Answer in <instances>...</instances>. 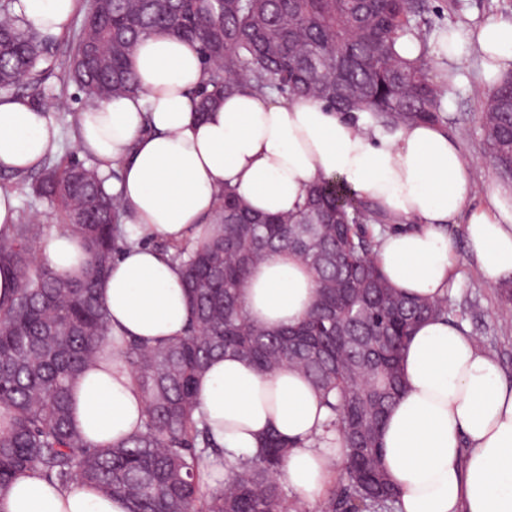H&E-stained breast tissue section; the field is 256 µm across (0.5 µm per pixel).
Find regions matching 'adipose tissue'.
Segmentation results:
<instances>
[{
  "label": "adipose tissue",
  "mask_w": 512,
  "mask_h": 512,
  "mask_svg": "<svg viewBox=\"0 0 512 512\" xmlns=\"http://www.w3.org/2000/svg\"><path fill=\"white\" fill-rule=\"evenodd\" d=\"M76 2L20 0L15 11L38 31L58 35ZM474 38L487 82L512 70L511 20L489 18ZM131 65L138 93L77 119L80 151L95 160L134 231L101 288L113 336L157 344L183 334L189 306L181 268L151 242L206 236L227 187L254 210L279 214L297 211L315 182L341 180L390 220L377 262L407 295L433 300L454 289L460 273L448 229L460 220L482 278L512 282V214L496 201L470 209L471 162L446 128L419 124L388 135L304 98L245 89L199 115V45L164 33L144 39ZM56 149L47 107L0 96V170L36 168ZM39 258L77 278L86 252L79 238L55 232ZM243 299L250 320L278 329L302 319L316 290L304 263L282 250L251 268ZM401 369L406 388L380 437L399 512H512V382L464 328L443 320L415 327ZM197 395L224 448L252 452L264 435L277 433L291 444L285 471L293 493L306 503L321 498L340 442L326 432L330 412L304 376L288 366L263 376L227 355L209 363ZM72 398L74 421L92 447L118 444L140 426L145 402L119 360L84 372ZM0 512L128 508L84 485L62 490L26 472L0 497Z\"/></svg>",
  "instance_id": "obj_1"
}]
</instances>
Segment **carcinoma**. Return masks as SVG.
Listing matches in <instances>:
<instances>
[{
    "label": "carcinoma",
    "mask_w": 512,
    "mask_h": 512,
    "mask_svg": "<svg viewBox=\"0 0 512 512\" xmlns=\"http://www.w3.org/2000/svg\"><path fill=\"white\" fill-rule=\"evenodd\" d=\"M17 3L0 0V91L25 89L41 104L52 41L15 13ZM427 11V0H91L68 78L88 108L134 94L131 56L164 32L199 43L202 112L245 85L351 117L368 113L387 133L444 125L457 67L431 54ZM402 39L417 44L414 57L399 55ZM480 130L511 189L512 70L487 95ZM22 187L61 207L60 228L83 240L88 258L83 276L70 279L36 259L51 225L23 217L0 235V265L16 275L11 305L0 311V496L15 475L36 471L63 489L79 482L123 499L129 512H303L280 481L287 441L270 434L255 452L237 454L194 417L198 377L213 358L233 354L263 375L296 368L324 400L335 399L326 430L347 451L322 512H396L378 437L403 391L401 352L419 321H448L454 308L446 296L412 299L385 281L367 225L386 219L370 202L332 178L312 186L297 212L261 216L224 189L214 235L172 246L189 301L184 335L115 349L145 399L139 429L92 448L72 421L71 389L112 346L100 287L128 234L95 167L48 158ZM285 249L308 267L317 301L297 325L269 330L248 319L242 288L254 264ZM215 467L224 482L209 487L204 474Z\"/></svg>",
    "instance_id": "obj_1"
}]
</instances>
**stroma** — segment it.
I'll return each instance as SVG.
<instances>
[{"instance_id":"1","label":"stroma","mask_w":512,"mask_h":512,"mask_svg":"<svg viewBox=\"0 0 512 512\" xmlns=\"http://www.w3.org/2000/svg\"><path fill=\"white\" fill-rule=\"evenodd\" d=\"M504 0H429L430 18L434 29L447 28L464 38L463 62L458 67L455 88L444 99L448 114V128L458 137L466 154L475 161L472 178L477 193L472 207L484 206L489 196L502 195V186L483 152L479 116L483 97L477 96L484 87L481 55L468 34L487 18H508L511 13L503 8ZM83 12H76L69 29L58 35L49 57L45 80L46 100L50 116L59 129V143L55 156L61 161L89 163V156L80 153L75 138L74 112L82 108V91L70 82L68 73ZM455 240L461 278L451 299L456 305L453 323L465 327L472 336L483 337L504 379L512 382V303L501 295V289L479 278L467 261V244L463 224L450 228Z\"/></svg>"}]
</instances>
